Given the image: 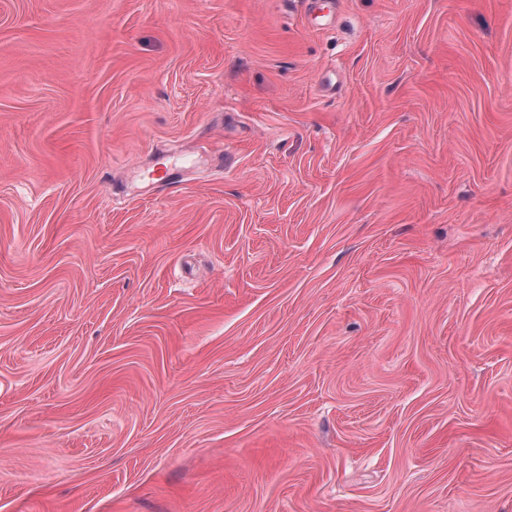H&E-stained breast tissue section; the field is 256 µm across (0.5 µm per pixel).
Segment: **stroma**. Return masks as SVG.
<instances>
[{
  "instance_id": "35a3bbf8",
  "label": "stroma",
  "mask_w": 512,
  "mask_h": 512,
  "mask_svg": "<svg viewBox=\"0 0 512 512\" xmlns=\"http://www.w3.org/2000/svg\"><path fill=\"white\" fill-rule=\"evenodd\" d=\"M317 21L0 0V512H512V0Z\"/></svg>"
}]
</instances>
